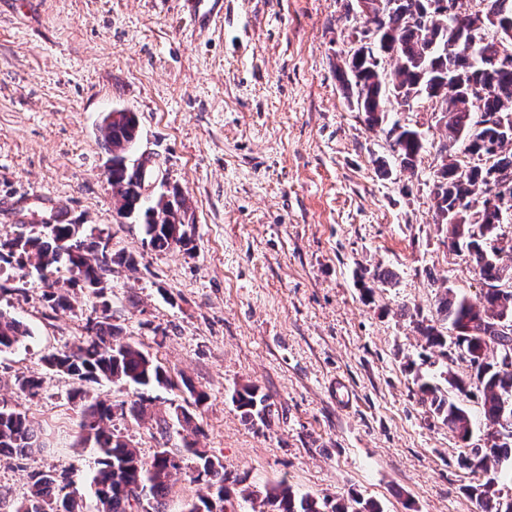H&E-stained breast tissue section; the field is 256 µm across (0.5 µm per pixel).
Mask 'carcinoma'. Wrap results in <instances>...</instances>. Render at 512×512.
<instances>
[{
  "mask_svg": "<svg viewBox=\"0 0 512 512\" xmlns=\"http://www.w3.org/2000/svg\"><path fill=\"white\" fill-rule=\"evenodd\" d=\"M429 2L370 0L372 15L365 17V24L380 31L379 37L348 56L338 72L347 97L372 129L386 122L388 106L396 102L391 95L394 87L414 100L426 97L444 114L446 143L440 149L443 160L433 184L438 223L447 226L448 247L466 248L490 287L481 306L449 288L439 301L437 318L417 322L427 346L439 348L448 361L458 357L469 363L470 380L447 370L445 390L420 372L414 381L430 411L463 441L473 431L464 399L474 390L479 393L483 428L501 442L468 449L460 466L475 476L466 491L477 512H506L507 500L496 485L506 479L512 482V361H507L512 355V331L502 329L500 318L506 315L512 320V287L502 288L500 282L512 280V256L507 263L501 257L497 230L512 221V66L501 64L504 55H512V38L504 40L488 24L496 18L512 27V0H480L483 8L462 7L451 15L429 8ZM384 55L397 58L393 70L382 66ZM105 125V149L112 162L105 177L120 202L118 213L141 219L155 251L186 248L190 237L181 219L185 198L174 190L166 201L148 200L143 171L125 162L137 140L136 116L126 112ZM387 136L400 164L414 166L424 149L421 134L395 121ZM109 241L69 221L34 225L27 233L0 239V261L21 267L34 262L42 268L62 263L70 274L69 284L92 298L84 334L43 358L48 369L66 373L78 384L74 400L86 399L83 386L88 383L137 388L170 384L164 366L137 345L121 340L112 324L105 298L112 265L132 266L134 259L112 253ZM43 296L53 311L70 307L57 280L45 281ZM458 327L464 331L448 341L444 331ZM27 336L29 331L19 320L0 311V352L13 349ZM235 402L248 418L263 421L268 416V406L254 386L236 391ZM150 404L152 399L142 395L126 410L97 397L83 411L82 441L98 454L91 478L97 512H135L132 500L140 495L142 512H164L173 471L179 468L171 457L173 449L160 448L146 461L110 426L117 414L145 420ZM41 447L43 442L27 416L1 400L0 455L22 459ZM184 448L197 460L191 480L205 482L209 493L186 503L182 512H212L211 498L225 489L224 464L193 442ZM262 506L268 512H382L375 502L353 497L334 504L298 495L284 485L267 491ZM13 512H85V506L72 472L63 469L29 475L28 492Z\"/></svg>",
  "mask_w": 512,
  "mask_h": 512,
  "instance_id": "obj_1",
  "label": "carcinoma"
}]
</instances>
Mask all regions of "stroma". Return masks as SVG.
<instances>
[{"label": "stroma", "instance_id": "obj_1", "mask_svg": "<svg viewBox=\"0 0 512 512\" xmlns=\"http://www.w3.org/2000/svg\"><path fill=\"white\" fill-rule=\"evenodd\" d=\"M217 26L194 25L185 0H0V239L67 219L110 238L135 269L113 266L107 292L123 340L139 344L174 385L152 409L192 408L194 430L162 439L148 423H113L144 459L198 447L221 458L237 512L242 491L286 482L383 512H474L460 457L467 444L422 403L414 370L471 373L428 349L413 313L434 315L446 288L482 304L466 253L434 223L445 131L430 100L391 119L418 130L414 171L393 164L336 66L365 27L349 0H221ZM135 113V153L153 154L187 198L188 248L159 254L119 217L105 178L108 112ZM394 279L373 281L376 267ZM33 267H0V310L31 335L0 353V397L48 445L0 457V495L22 499L28 476L68 468L87 512L97 453L79 442L72 379L42 358L81 335L91 303L51 311ZM38 374L39 394L17 376ZM207 393L193 406L181 379ZM345 384L348 406L336 403ZM257 387L267 421L247 420L236 390Z\"/></svg>", "mask_w": 512, "mask_h": 512}]
</instances>
